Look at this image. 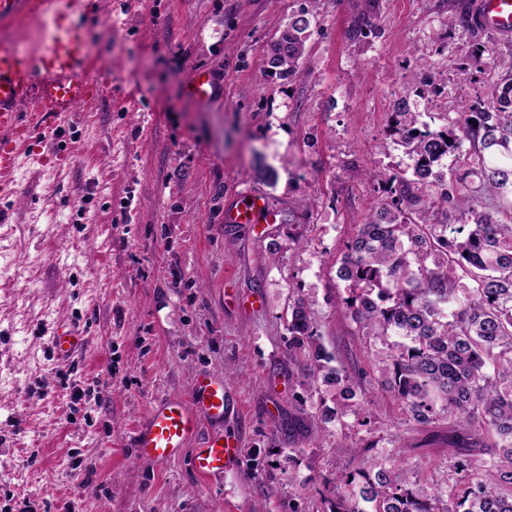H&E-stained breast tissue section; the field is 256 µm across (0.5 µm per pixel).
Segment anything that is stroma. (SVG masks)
Returning a JSON list of instances; mask_svg holds the SVG:
<instances>
[{"instance_id":"35a3bbf8","label":"stroma","mask_w":512,"mask_h":512,"mask_svg":"<svg viewBox=\"0 0 512 512\" xmlns=\"http://www.w3.org/2000/svg\"><path fill=\"white\" fill-rule=\"evenodd\" d=\"M304 10L299 72L273 75L268 48ZM451 13L448 0H88L72 16L99 91L53 139L66 162L21 156L0 197L12 226L0 249V512H60L65 499L79 512H330L323 483L355 467L366 439L419 476L446 466L447 421L405 425L380 386L387 350L346 316L336 270L408 163L389 134L398 100L437 128L460 91L483 99L512 78V38L487 33L486 65L470 67ZM361 21L371 33L358 39ZM200 66L223 88L207 103L185 95ZM252 193L276 222L225 223ZM297 298L372 400L370 426L327 417L333 400L289 354ZM68 320L89 348L63 365L47 342ZM203 374L223 378L232 412L200 433H223L231 464L203 479L187 450L138 459L132 434L152 403L188 397Z\"/></svg>"}]
</instances>
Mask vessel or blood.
Returning <instances> with one entry per match:
<instances>
[{
	"instance_id": "obj_1",
	"label": "vessel or blood",
	"mask_w": 512,
	"mask_h": 512,
	"mask_svg": "<svg viewBox=\"0 0 512 512\" xmlns=\"http://www.w3.org/2000/svg\"><path fill=\"white\" fill-rule=\"evenodd\" d=\"M85 0H0V24L36 12L48 27L30 48L0 39V180L16 170L19 149L49 137L60 121L78 111L98 88L89 78L92 48L71 14L83 11ZM476 20L499 33H512V0H479ZM190 98L207 101L217 93L215 75L194 70L185 87ZM275 215L267 200L251 195L224 215L228 224H268ZM48 343L55 358L68 362L84 354L87 338L73 322L57 323ZM228 411L224 383L212 377L198 382L190 397L162 399L150 408L134 431L132 442L142 458L160 464L184 448L201 420L223 423ZM235 449L220 436L209 437L196 448L191 465L202 476L222 472Z\"/></svg>"
}]
</instances>
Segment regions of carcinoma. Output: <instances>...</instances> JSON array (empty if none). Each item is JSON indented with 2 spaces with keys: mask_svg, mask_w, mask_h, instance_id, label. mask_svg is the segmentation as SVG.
<instances>
[{
  "mask_svg": "<svg viewBox=\"0 0 512 512\" xmlns=\"http://www.w3.org/2000/svg\"><path fill=\"white\" fill-rule=\"evenodd\" d=\"M449 22L469 34L480 65L482 26L463 7ZM309 37L306 14L293 16L268 68L295 76ZM497 92L495 111L466 96L440 130L401 104L393 131L411 173L356 226L337 269L346 314L389 350L385 383L409 421L451 419L446 470L423 482L382 462L358 465L329 489L333 512H512V82ZM288 333L290 353L334 391L336 413L369 425L356 382L328 366L311 303L291 306Z\"/></svg>",
  "mask_w": 512,
  "mask_h": 512,
  "instance_id": "cac0c4a2",
  "label": "carcinoma"
}]
</instances>
